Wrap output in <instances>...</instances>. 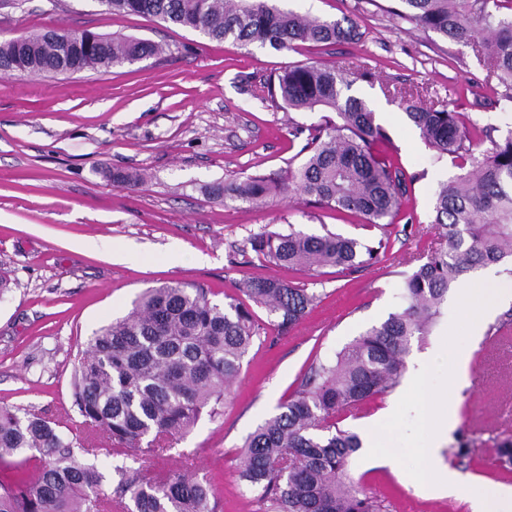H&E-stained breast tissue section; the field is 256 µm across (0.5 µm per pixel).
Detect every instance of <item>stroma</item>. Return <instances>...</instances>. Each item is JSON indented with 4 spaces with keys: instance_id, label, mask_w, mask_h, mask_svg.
Listing matches in <instances>:
<instances>
[{
    "instance_id": "obj_1",
    "label": "stroma",
    "mask_w": 512,
    "mask_h": 512,
    "mask_svg": "<svg viewBox=\"0 0 512 512\" xmlns=\"http://www.w3.org/2000/svg\"><path fill=\"white\" fill-rule=\"evenodd\" d=\"M390 0H280L321 20L354 25V39L294 50L242 48L181 26L107 10L101 0H0V42L47 28L136 37L163 46L148 57L98 71L0 76V268L13 284L0 295V407L48 415L75 413L72 377L93 333L128 313L148 288L198 283L215 302L235 294L244 278L274 277L304 284L321 300L288 335L256 341L224 396L218 415L205 416L180 445L198 471L213 477L221 512H260L238 480L246 437L277 413L313 359L331 358L400 304V284L420 258L438 247L434 194L457 169L432 152L386 90L415 88L425 103H442L461 118L512 130V108L497 103L496 80L471 46L423 31L388 13ZM315 60L369 70L372 81L349 90L375 110L388 133L378 149L415 173L395 224L380 229L357 216L313 207L284 194L262 209L224 204L206 193L216 181L287 169L301 142L289 121L319 122L321 111L291 112L257 92L284 66ZM144 171L136 188L113 182L114 172ZM300 229L349 238H385L378 263L329 269L313 277L260 259L250 239ZM502 299L478 335L458 324L448 303L410 360L425 359L431 390L448 386V368L467 363L468 382L454 395L455 425L434 459L453 469L494 512H512V473L495 458L459 461L461 437L512 431V331L489 336L512 310V275L491 266ZM399 469L363 448L349 477L388 498L392 512H471L461 497L417 476V457L404 444L418 416L410 402L399 415Z\"/></svg>"
}]
</instances>
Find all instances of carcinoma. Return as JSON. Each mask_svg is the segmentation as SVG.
Returning a JSON list of instances; mask_svg holds the SVG:
<instances>
[{
    "mask_svg": "<svg viewBox=\"0 0 512 512\" xmlns=\"http://www.w3.org/2000/svg\"><path fill=\"white\" fill-rule=\"evenodd\" d=\"M111 11L180 25L242 46L293 50L299 44L330 45L352 30L310 20L273 0H101ZM389 13L450 42L470 44L498 81L499 100L512 105V0H397ZM161 48L147 40L83 32L47 31L0 43V73H67L132 64ZM366 70L330 68L317 61L290 65L269 77L262 93L296 111L326 107L336 118L304 126L288 119L291 133L306 134L295 168L218 182L209 195L261 207L293 191L320 208L350 213L369 224H391L416 175L381 158L375 146L388 140L375 112L343 89L368 77ZM398 106L424 143L455 162L458 173L441 183L435 198L437 228L445 244L403 282L406 307L356 338L333 359H315L295 393L244 442L239 479L245 492L269 512H389L386 501L348 478L350 460L362 449L358 434L343 429L347 417L392 392L406 369L414 342L437 323L448 291L479 268L512 261V131L465 124L445 105L424 104L419 91H396ZM486 148L476 154L473 139ZM252 251L291 271L356 269L379 261L388 242L334 233L264 232ZM240 296L221 304L200 285L147 289L123 317L103 326L87 343L74 370L77 415L43 417L0 408V461L18 457L32 471L0 482V512H219L211 478L180 469L158 470L204 410L215 413L255 340L267 333L249 304L275 318L276 335L288 334L319 299L308 288L278 278H250ZM501 466L512 468V436L493 439ZM138 452L134 468L99 470V456Z\"/></svg>",
    "mask_w": 512,
    "mask_h": 512,
    "instance_id": "carcinoma-1",
    "label": "carcinoma"
}]
</instances>
